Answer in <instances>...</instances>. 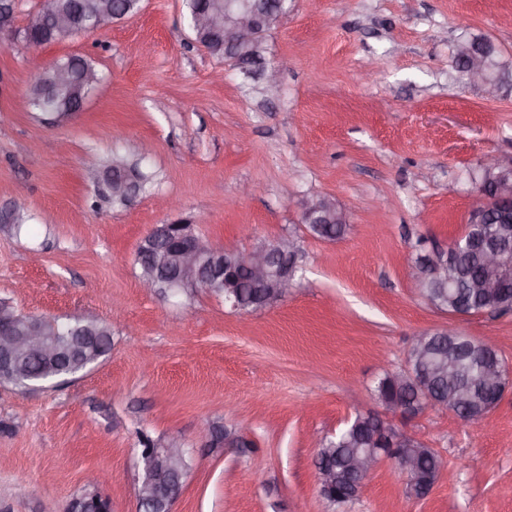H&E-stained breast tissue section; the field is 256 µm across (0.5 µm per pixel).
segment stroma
I'll return each mask as SVG.
<instances>
[{"mask_svg":"<svg viewBox=\"0 0 512 512\" xmlns=\"http://www.w3.org/2000/svg\"><path fill=\"white\" fill-rule=\"evenodd\" d=\"M462 36L512 67V0H288L265 37L271 97L194 42L184 0H140L112 28L46 47V63L79 55L97 74L82 112L58 119L31 108L37 75L0 46V205L27 218L0 224V302L112 329L111 351L67 383L0 385V512H65L92 471L111 512H138L144 436L186 452L173 512H512V391L481 421L399 422L446 461L427 498L387 459L331 504L315 467L317 438L356 411L386 415L375 388L403 372L414 336H490L512 363V311L451 317L417 286L420 255L465 230L479 158L512 160V82L494 98L469 83ZM135 145L152 192L98 204L86 155ZM316 194L346 212L342 236L302 224ZM177 221L240 252L293 236L299 287L253 313L202 288L143 291L137 248ZM211 426L239 447H202Z\"/></svg>","mask_w":512,"mask_h":512,"instance_id":"35a3bbf8","label":"stroma"}]
</instances>
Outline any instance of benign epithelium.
<instances>
[{
	"label": "benign epithelium",
	"mask_w": 512,
	"mask_h": 512,
	"mask_svg": "<svg viewBox=\"0 0 512 512\" xmlns=\"http://www.w3.org/2000/svg\"><path fill=\"white\" fill-rule=\"evenodd\" d=\"M243 7L224 9L220 14L211 10L199 12L189 20L193 33H208L224 39V56L228 62L239 69L251 70L252 66L261 64V59L251 50L257 43L262 30L272 19L266 0H242ZM18 0H0V44L9 46L17 41L24 43V52L28 61L41 75L49 74L51 79L45 84L41 94L42 103L50 104L59 90L69 88L80 92L78 79L73 69L52 63L42 62L41 52L44 43L27 39L17 26ZM41 13L50 16L52 35L64 34L73 37L80 34L104 30L119 18L112 11V4L105 2L88 21L69 14L52 12L48 6L41 8ZM459 60L468 63L470 80L482 85L485 93L493 97L497 93L496 84L485 74L482 67L483 49L472 43L460 46ZM87 168L95 172L97 179L103 181L104 190L124 197L131 202L138 197L135 179L125 169L123 156L115 155L112 168L108 171L96 169V161L89 158ZM329 198L314 196L303 209V219L308 224H344L346 215L327 207ZM512 209V180L500 178L480 179L477 183V195L470 211L468 223L484 215L489 216L504 207ZM195 224L174 222L155 226L145 237L147 249L143 253L149 256L156 270L168 277L174 291L185 288H208L214 279L224 278V263L220 257L225 250L213 246L203 236L194 233ZM295 252L290 240L283 238L277 246H256L247 252L237 253L235 274H244V282L257 289V298L250 303L244 302L235 287H229L225 302L236 310H254L264 307L279 296L288 295V289L294 287L295 276L290 268ZM483 274L476 284L478 288H495L512 275V251L507 243L492 239L484 242L482 249ZM422 277L437 276L448 278L447 262L438 256L424 255L420 259ZM426 337L414 338L410 351L420 360L419 372L412 367L405 368L404 373L425 379L437 376L435 369L428 367V353L425 349ZM30 354H39L45 358L57 357V349L42 330L40 322L32 320L22 329L7 330L0 334V375L12 376L17 380L26 377L24 358ZM489 381L497 382L500 390L509 385V367L491 366L486 371ZM387 409L402 419H412L427 409L445 410L447 406L438 397L427 390H422L415 398L395 399L384 402ZM374 429L376 447L365 448L350 456L342 470L346 482L354 493H359L373 471L388 454L381 446V441L389 442L392 447L401 449L394 457L398 468L406 477L407 485L414 497H427L438 481L445 464H440L426 479H420L418 450L413 448L415 440L400 433L390 418H382L373 413L365 414ZM201 440L210 445L224 444L233 446L237 439L221 427H211L201 434ZM186 473L185 454L182 448L172 443H158L153 448L142 450L140 466L137 473V497L139 512H171L172 505L180 497L183 479ZM317 474L320 490L327 498H333L332 489L336 488V469L317 462Z\"/></svg>",
	"instance_id": "benign-epithelium-1"
}]
</instances>
